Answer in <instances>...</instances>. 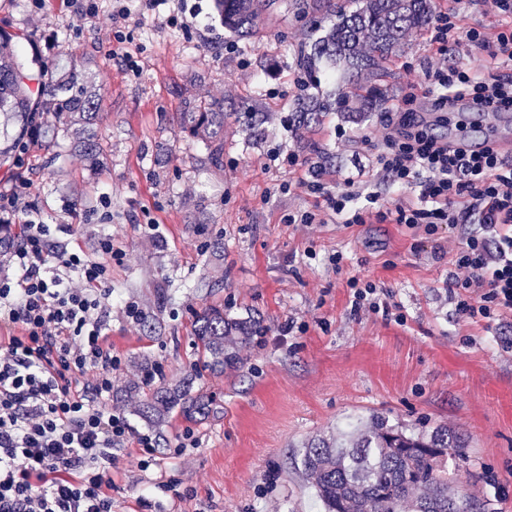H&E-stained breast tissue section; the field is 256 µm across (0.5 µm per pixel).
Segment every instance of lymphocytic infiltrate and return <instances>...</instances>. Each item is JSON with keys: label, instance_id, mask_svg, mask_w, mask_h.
<instances>
[{"label": "lymphocytic infiltrate", "instance_id": "lymphocytic-infiltrate-1", "mask_svg": "<svg viewBox=\"0 0 512 512\" xmlns=\"http://www.w3.org/2000/svg\"><path fill=\"white\" fill-rule=\"evenodd\" d=\"M498 18L490 29L463 28L456 13L437 11V51L422 93L407 94L374 134L376 176L416 200L385 209L376 192L326 186L318 162L289 156L295 187L314 195V210L290 215L307 227L331 217L343 224H402L435 235L456 231L447 259L448 296L461 317L478 322L512 316V155L485 142L471 154L448 145L434 127L448 113L492 106L512 113V0H476ZM490 53L504 70L483 73L452 66L458 45ZM65 225L29 222L0 248V512H112V464L117 451L151 452L152 433L105 407L121 361L108 341L112 268L126 253L101 235L96 255L58 238Z\"/></svg>", "mask_w": 512, "mask_h": 512}]
</instances>
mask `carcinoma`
<instances>
[{
	"label": "carcinoma",
	"mask_w": 512,
	"mask_h": 512,
	"mask_svg": "<svg viewBox=\"0 0 512 512\" xmlns=\"http://www.w3.org/2000/svg\"><path fill=\"white\" fill-rule=\"evenodd\" d=\"M267 0H215L224 29L251 36L265 21ZM301 9H327L334 17L313 44L298 55L304 76H312L319 63L341 71L343 77L366 89L359 106L344 95L319 99L302 94L295 105L298 123L317 126L328 112H370L383 91L373 84L382 63L403 51L409 38L428 31L434 22V0H301ZM15 36L0 31V161L12 154L35 119L30 75L20 62ZM87 69L74 66L60 78L41 85L43 111L55 116L54 128L68 119L96 124L101 95L83 85ZM186 128L214 146L219 160L224 137V112L216 109L182 113ZM264 333L260 320L233 321L211 307L198 316L196 338L212 369L221 371L240 363L237 344ZM179 387L154 394L148 409H168L186 400ZM301 472L314 488L325 512H493L491 503L476 499L457 487L453 475L471 465L463 433L446 425L409 427L384 414L367 419L334 437L307 443L300 455Z\"/></svg>",
	"instance_id": "cac0c4a2"
}]
</instances>
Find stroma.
<instances>
[{
	"mask_svg": "<svg viewBox=\"0 0 512 512\" xmlns=\"http://www.w3.org/2000/svg\"><path fill=\"white\" fill-rule=\"evenodd\" d=\"M81 34L67 26L68 0H0V28L23 36L27 55L92 60L102 96L94 135L97 157L75 147L73 133L57 146L39 145L13 171L32 179L30 210L18 224H68L71 243L93 252L112 235L127 252L112 268L114 297L133 301L140 321L112 315V352L122 365L107 405L140 430L158 434L153 455L119 452L112 466L113 512H323L294 458L302 444L372 412L410 426L445 425L468 439L473 470L458 485L512 512V327L486 326L456 314L448 300L447 260L435 245L453 249L447 229L425 239L398 224L318 225L307 232L285 215L313 209L314 196L294 188L287 162H321L331 189L345 178L380 191L370 180L375 151L366 138L395 111L409 86H423L433 52L430 33L414 36L384 70V96L357 122L332 113L313 131L292 121L300 92L297 54L326 20L303 13L296 0H274L272 15L251 39L241 40L201 7V38L148 16L133 24L123 47L140 66L131 71L106 54L110 0ZM55 36L45 50L46 36ZM223 108L224 152L212 163L204 140L181 123L188 107ZM108 202L112 221L90 211ZM160 224L164 236L144 226ZM343 252L341 267L328 258ZM376 287L397 318L352 310L348 282ZM223 308L231 319L261 320L266 335L241 346L236 368L212 370L194 336L197 315ZM292 322L290 335L281 326ZM152 370L143 377L142 367ZM189 383L203 410L181 404L162 417L147 413L159 390ZM198 447L178 451L184 429ZM147 459V468L137 465ZM485 471L487 481L474 479ZM175 480L173 491L157 487Z\"/></svg>",
	"mask_w": 512,
	"mask_h": 512,
	"instance_id": "obj_1",
	"label": "stroma"
}]
</instances>
